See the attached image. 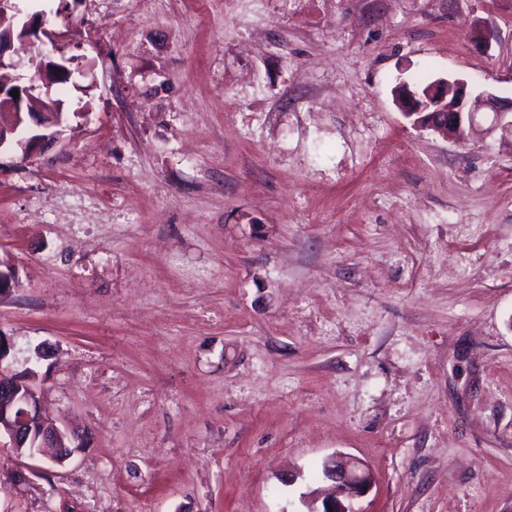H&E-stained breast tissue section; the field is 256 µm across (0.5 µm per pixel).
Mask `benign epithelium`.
<instances>
[{
  "label": "benign epithelium",
  "instance_id": "obj_1",
  "mask_svg": "<svg viewBox=\"0 0 512 512\" xmlns=\"http://www.w3.org/2000/svg\"><path fill=\"white\" fill-rule=\"evenodd\" d=\"M63 32L46 26L44 16L23 15L15 0H0V68L11 71L19 98L0 83V156L21 153L29 157L37 148H52L63 140L65 105L50 100L51 89L61 78L88 77L91 62H75L63 55ZM29 45L40 62L10 54L14 42ZM399 105L417 128L452 136L463 126L477 132L476 115L494 114V124L512 132V100L488 90L474 92L462 78H439L420 90L403 88ZM12 345L0 336V438L5 437L20 457L48 458L62 462L72 454L77 436L46 421L33 385L35 371H14L9 362ZM330 492L322 510L309 512H354L353 503L375 483L371 469L360 459L332 455L324 460Z\"/></svg>",
  "mask_w": 512,
  "mask_h": 512
}]
</instances>
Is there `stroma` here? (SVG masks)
I'll return each mask as SVG.
<instances>
[{
	"instance_id": "1",
	"label": "stroma",
	"mask_w": 512,
	"mask_h": 512,
	"mask_svg": "<svg viewBox=\"0 0 512 512\" xmlns=\"http://www.w3.org/2000/svg\"><path fill=\"white\" fill-rule=\"evenodd\" d=\"M18 4L95 84L0 169V335L80 435L1 443L0 512H307L335 452L356 512H512V135L395 101L512 97V0ZM398 98L404 116L412 119L417 128L432 129L448 137L467 125L475 133L479 131L478 112H493L495 126L512 135V100L485 89L468 90V83L462 78H439L420 90L405 87ZM323 462V477L330 482V492L322 501V510H317L315 499H311V510L307 512H354V501L368 493L375 483L371 469L351 456L335 454Z\"/></svg>"
}]
</instances>
